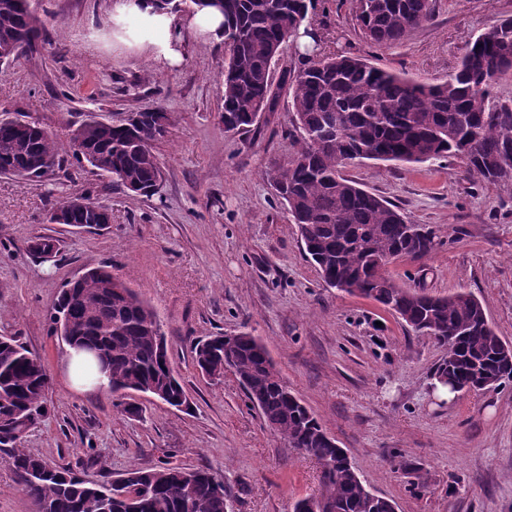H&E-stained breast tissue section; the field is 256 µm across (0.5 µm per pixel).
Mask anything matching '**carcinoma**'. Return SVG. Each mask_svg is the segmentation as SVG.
<instances>
[{
	"label": "carcinoma",
	"mask_w": 512,
	"mask_h": 512,
	"mask_svg": "<svg viewBox=\"0 0 512 512\" xmlns=\"http://www.w3.org/2000/svg\"><path fill=\"white\" fill-rule=\"evenodd\" d=\"M315 0H224L228 57L224 60V128L254 126L251 114L275 111L278 91L292 99L297 132L293 153L266 171L297 224L304 248L323 280L345 283L396 312L410 327L434 330L448 348L436 374L448 376L454 392L491 380L512 382V363L502 356L504 342L485 322L482 304L469 292L430 296L400 287L379 273L391 259L422 258L438 245L437 233L413 224L394 205L360 188L341 173L346 161L425 163L460 159L478 180L512 189V98L500 99L495 84L512 76V18L480 33L467 47L448 80L418 81L344 54L312 48L299 65L273 69L290 41L284 23L304 27ZM173 13L182 6L203 9L215 0H157ZM364 38L378 46L402 42L433 17L431 0H355ZM44 20L26 0H0V65L33 53L45 41ZM166 112H136L122 122L87 112L67 147L47 129L28 125L21 114L0 113V175L23 167L63 168L69 160L88 164L126 189L152 194L162 178L155 152L166 134L159 120ZM95 155L92 162L80 147ZM106 204L88 196L56 200L48 221L60 215L74 227L106 223ZM69 324L62 336L73 349L96 347L81 367L95 363L109 371V391H156L169 406H185L187 394L172 368L163 364L155 344L161 329L155 312L125 281L103 267L62 289L50 315ZM202 374L219 379L233 370L265 424L291 448L321 460H336L314 414L280 379L272 358L249 332L234 334L225 346L215 335L194 344ZM49 375L41 358L14 336H0V450L33 500L36 512H226L224 481L207 469L165 463L133 466L106 484L82 479L43 458L18 450L28 431L47 415ZM320 498L328 512H392L393 500H373L355 469L338 461L321 475Z\"/></svg>",
	"instance_id": "obj_1"
}]
</instances>
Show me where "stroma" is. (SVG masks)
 <instances>
[{
	"label": "stroma",
	"mask_w": 512,
	"mask_h": 512,
	"mask_svg": "<svg viewBox=\"0 0 512 512\" xmlns=\"http://www.w3.org/2000/svg\"><path fill=\"white\" fill-rule=\"evenodd\" d=\"M49 40L0 67V111H20L67 144L83 113L120 119L160 108L171 118L156 148L163 178L139 195L89 169L50 180L0 175V335L16 336L45 363L48 415L22 447L79 476L104 482L129 465L211 470L230 512H291L319 494V466L288 447L249 402L232 372L218 382L193 365V341L248 331L281 379L345 448L361 480L397 512H512V384L438 400L434 373L446 355L371 298L328 287L306 257L297 225L264 173L294 149L291 100L247 133L220 118L226 49L176 16L183 61L174 68L113 35V0H37ZM433 18L400 44L358 34L353 0H317L322 49L381 69L445 82L472 39L512 18V0H432ZM342 173L397 205L441 243L385 268L399 286L433 295L473 293L494 331L512 344V191L481 184L456 158L419 164L354 162ZM107 204L111 224L86 231L47 222L62 195ZM55 239L41 261L27 241ZM108 266L157 313L188 412L135 393L142 418L108 391L79 392L51 308L63 285Z\"/></svg>",
	"instance_id": "obj_1"
}]
</instances>
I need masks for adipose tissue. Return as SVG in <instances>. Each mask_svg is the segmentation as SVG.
<instances>
[{"label":"adipose tissue","mask_w":512,"mask_h":512,"mask_svg":"<svg viewBox=\"0 0 512 512\" xmlns=\"http://www.w3.org/2000/svg\"><path fill=\"white\" fill-rule=\"evenodd\" d=\"M112 21L117 31H130L131 46L149 51L161 65L175 67L182 62L175 17L160 10L155 0H114Z\"/></svg>","instance_id":"adipose-tissue-1"}]
</instances>
